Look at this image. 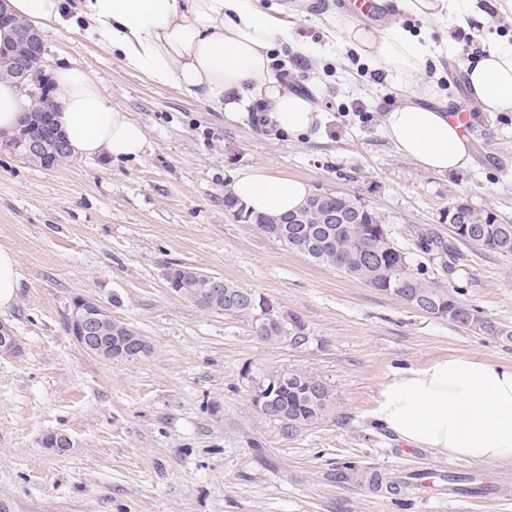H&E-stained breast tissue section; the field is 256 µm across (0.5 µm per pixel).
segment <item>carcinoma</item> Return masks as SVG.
<instances>
[{
    "label": "carcinoma",
    "instance_id": "obj_1",
    "mask_svg": "<svg viewBox=\"0 0 512 512\" xmlns=\"http://www.w3.org/2000/svg\"><path fill=\"white\" fill-rule=\"evenodd\" d=\"M40 105L43 118L41 124L30 128L31 138H49L54 131V100L46 97ZM224 207L237 219L318 265L334 268L469 333L512 345V326L478 316L474 307L447 287L422 277L412 268L407 253L392 242L380 217L346 193L335 194L325 206L312 203L288 214L290 224L282 223L281 215H254L231 195L224 196ZM330 208L343 215L346 222L330 223L326 216ZM465 212L466 238L451 236L445 244L439 238L428 237L421 242L422 249L439 248L450 261L455 259L460 245L512 257V223H504L496 213L471 205ZM165 277L171 292L203 311L251 318L254 335L260 342H287L299 347L308 341L302 318L262 294L226 281L224 302L218 303L212 297L211 284L194 276L189 266L176 264L168 268ZM243 378L248 380L251 404L279 425L286 437L322 422L332 411L333 393L322 379L306 372L275 369L255 375L247 368Z\"/></svg>",
    "mask_w": 512,
    "mask_h": 512
}]
</instances>
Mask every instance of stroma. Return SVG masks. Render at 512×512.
Returning a JSON list of instances; mask_svg holds the SVG:
<instances>
[{"instance_id": "35a3bbf8", "label": "stroma", "mask_w": 512, "mask_h": 512, "mask_svg": "<svg viewBox=\"0 0 512 512\" xmlns=\"http://www.w3.org/2000/svg\"><path fill=\"white\" fill-rule=\"evenodd\" d=\"M468 0L449 33L474 31L484 49L512 45V17L483 18ZM287 22L294 43L274 53L288 89L321 114L319 137L292 140L253 123L229 124L213 106L129 72L82 31L43 34L44 65L93 76L113 105L144 128L136 159L67 158L44 168L0 145V246L17 259L16 302L0 312L17 353L0 356V502L9 512H512V502L424 500L376 493L364 473L403 477L418 467L512 486V462L448 458L406 448L375 424L381 387L398 370L445 355L512 362L504 346L289 251L224 207L232 179L263 168L346 193L376 212L413 268L512 325V257L460 248L453 271L422 238L448 237V206L463 198L512 222V112L474 107L462 83L465 43L428 62L418 85L470 108L474 161L449 175L422 170L383 134L380 104L399 88L333 34L336 0H259ZM292 57L303 66L289 65ZM174 264L218 274L300 316L301 347L256 340L245 316L214 314L173 295ZM103 305L150 351L113 364L84 352L64 329L74 298ZM322 378L332 413L295 437L251 405L245 368ZM70 436L67 452L44 445Z\"/></svg>"}]
</instances>
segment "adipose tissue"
<instances>
[{"mask_svg": "<svg viewBox=\"0 0 512 512\" xmlns=\"http://www.w3.org/2000/svg\"><path fill=\"white\" fill-rule=\"evenodd\" d=\"M32 25L84 29L124 67L158 87L204 101L228 123L251 121L295 138L317 136L321 116L308 98L291 92L272 70L273 52L289 40L287 24L256 0H7ZM342 38L379 71L408 81L382 108L383 132L397 152L423 169L450 173L472 161L439 91L411 88L428 59L447 40L412 34L402 23L366 28L345 21ZM470 97L485 112H512V45L470 53L462 65ZM61 106L54 122L74 158L139 157L143 128L113 106L84 71L52 72ZM32 101L12 80H0V141L9 139ZM232 193L257 214H285L310 195L307 183L263 169L239 175ZM376 424L407 445L434 448L451 459L512 461V363L450 355L405 368L377 401Z\"/></svg>", "mask_w": 512, "mask_h": 512, "instance_id": "adipose-tissue-1", "label": "adipose tissue"}]
</instances>
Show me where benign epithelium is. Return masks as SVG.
<instances>
[{"label": "benign epithelium", "instance_id": "benign-epithelium-1", "mask_svg": "<svg viewBox=\"0 0 512 512\" xmlns=\"http://www.w3.org/2000/svg\"><path fill=\"white\" fill-rule=\"evenodd\" d=\"M13 26L17 41L29 46L37 60H42L44 42L40 31L29 25L18 26L13 24V18L5 7V0H0V26ZM10 69L13 78L22 86L29 89L33 100L31 111L38 112V102L48 93L43 74V68L35 65L33 60L12 59ZM26 131H21L11 138L9 146L17 149L24 148L25 156L40 160L44 167L52 168L56 165L58 152L62 151V137H57V143L48 144L43 140L25 141ZM70 335L86 352L104 361L120 363L127 358L126 346L135 344V348L142 350L147 341L142 336H128L112 338V332L107 326L112 323V315L98 302L85 297H78L72 301L69 309ZM19 344L13 330L4 323H0V355H11L18 351Z\"/></svg>", "mask_w": 512, "mask_h": 512}]
</instances>
